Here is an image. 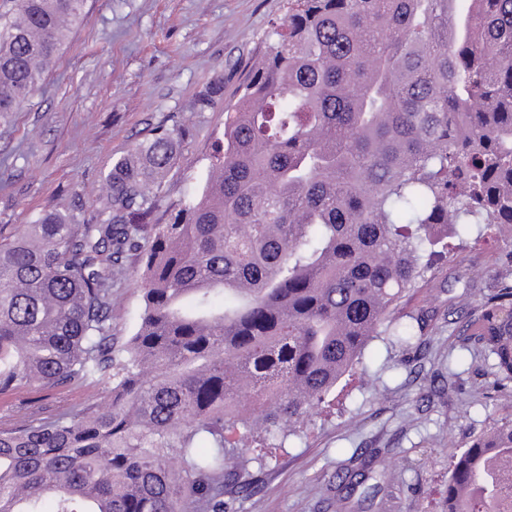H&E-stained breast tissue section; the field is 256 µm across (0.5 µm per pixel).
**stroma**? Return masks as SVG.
<instances>
[{
  "instance_id": "1",
  "label": "stroma",
  "mask_w": 512,
  "mask_h": 512,
  "mask_svg": "<svg viewBox=\"0 0 512 512\" xmlns=\"http://www.w3.org/2000/svg\"><path fill=\"white\" fill-rule=\"evenodd\" d=\"M285 12V0H85L41 91L0 122V236L47 209L89 210L106 191L113 159L160 128L181 133L177 161L153 191L152 221L168 223L201 189L224 107L265 51L271 21ZM215 79L224 82L222 99L200 108L201 91ZM497 254L482 225H470L450 260L400 306L422 315L421 341L374 338L330 408L265 466L250 464L253 493L226 494L224 512H443L449 456L512 418V387L493 390L489 361L463 346L454 314L471 287L502 275ZM136 269L127 261L112 288L120 343L139 322ZM107 387L21 385L0 395V425L103 401ZM365 463L367 479L347 484Z\"/></svg>"
}]
</instances>
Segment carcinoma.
<instances>
[{
  "label": "carcinoma",
  "mask_w": 512,
  "mask_h": 512,
  "mask_svg": "<svg viewBox=\"0 0 512 512\" xmlns=\"http://www.w3.org/2000/svg\"><path fill=\"white\" fill-rule=\"evenodd\" d=\"M83 3L0 13V116L39 90ZM178 141L163 129L112 161L89 217L45 211L0 238V394L110 385L0 427V512H224L264 465L240 452L255 434L286 447L372 337L425 335L394 309L453 250L440 229L512 226V0H287L201 193L152 225ZM130 258L141 313L118 348ZM473 293L462 335L506 387L512 277ZM448 512H512V420L452 455ZM138 265L131 258L112 286V336L121 345L135 331L141 311V293L138 288Z\"/></svg>",
  "instance_id": "cac0c4a2"
}]
</instances>
